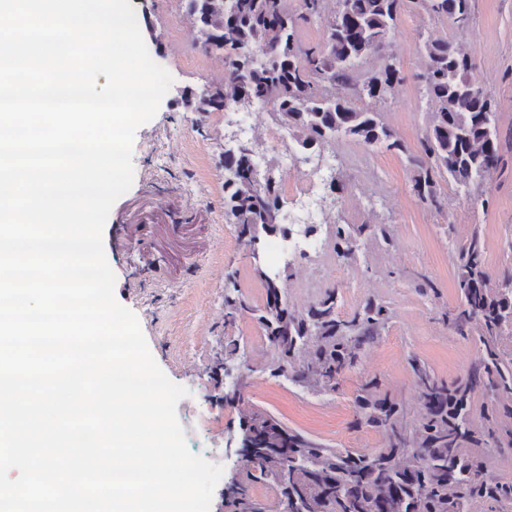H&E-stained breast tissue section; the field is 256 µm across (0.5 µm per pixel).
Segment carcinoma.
I'll return each mask as SVG.
<instances>
[{"mask_svg": "<svg viewBox=\"0 0 512 512\" xmlns=\"http://www.w3.org/2000/svg\"><path fill=\"white\" fill-rule=\"evenodd\" d=\"M405 0H339L323 16L326 0H303L297 14L290 0H186L187 20L196 42L224 56V108L265 104L276 125L288 129L299 149L320 154L340 137L367 146L404 151L395 132L374 105L384 102L401 80L386 54L388 36ZM431 17L468 23L472 0H419ZM324 19L322 43L306 46L300 19ZM423 96L429 106L424 155L409 158L411 190L422 202L438 203V179L448 178L459 193L482 187L500 158L497 109L482 91L469 57L443 39L422 48ZM380 68L361 73L369 57ZM364 103L359 107L356 102ZM259 140L224 149V216L238 239L258 226L261 235H285L282 198L274 168L256 169ZM321 196L320 211L340 204L343 186L332 178ZM356 230L336 225L333 249L347 262L357 260ZM484 247L474 234L455 253L456 288L461 296L451 324L475 333L482 359L467 378L449 386L417 362L412 363L420 419L408 426L400 405L379 392L372 378L355 396L364 422L383 432L384 446L374 452L324 448L276 420L252 415L257 447L245 474L267 479L279 489L282 512H470L475 503L490 512L512 504V484L490 485L475 453L490 442L512 445V430L493 436L490 425L512 415V359L498 348V337L512 329V280L489 287ZM263 307L224 296L225 317L247 313L260 326L276 355L275 377H285L314 393L336 391L342 374L356 367L363 347L382 335L389 308L367 299L349 318L338 312V292L328 288L303 311L288 304L281 283L265 282ZM486 385L503 398L482 407L485 422L473 419L472 395Z\"/></svg>", "mask_w": 512, "mask_h": 512, "instance_id": "cac0c4a2", "label": "carcinoma"}]
</instances>
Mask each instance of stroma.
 Listing matches in <instances>:
<instances>
[{
	"label": "stroma",
	"mask_w": 512,
	"mask_h": 512,
	"mask_svg": "<svg viewBox=\"0 0 512 512\" xmlns=\"http://www.w3.org/2000/svg\"><path fill=\"white\" fill-rule=\"evenodd\" d=\"M130 3L151 58L170 73L172 84L156 116L135 133L134 180L109 213L104 252L116 276L117 301L137 316L166 377L188 391L176 416L190 451L202 447L204 433L216 440L213 455L224 471L209 512H236L228 489L242 481V468L233 446L250 413L273 416L330 448L371 452L383 446L384 437L357 424L354 413V397L366 380L379 378L382 393L402 401L412 422L419 404L411 361L454 384L480 359L478 343L449 329L439 311L459 304L454 252L472 232L483 240L492 284L512 274V0H472L471 19L463 27L428 17L415 0H407L388 39L403 80L379 106L406 150L338 140L333 151L345 186L342 203L328 209L315 235L317 248L280 260L274 256L275 237L265 238L256 260L224 220V147L247 125L270 137L271 117L249 108L187 109L182 90L221 82L223 57L196 46L179 0ZM429 39L449 40L475 62L480 87L498 106L503 141L502 161L483 191L466 197L441 182L438 208L413 195L408 161L421 154L428 125L418 75ZM265 154L282 178L284 212H299L293 183L311 176L312 165L286 162L284 153L270 148ZM338 223L387 225L392 242L361 236L357 261L345 262L332 249ZM259 265L280 273L298 309L329 287L338 290L340 316L351 315L369 297L389 307L387 328L336 392L314 394L272 377L275 355L259 325L247 314L226 320V278L234 279L236 295L250 305L265 304ZM231 341L238 345L230 359L238 376L234 386L213 371Z\"/></svg>",
	"instance_id": "1"
}]
</instances>
